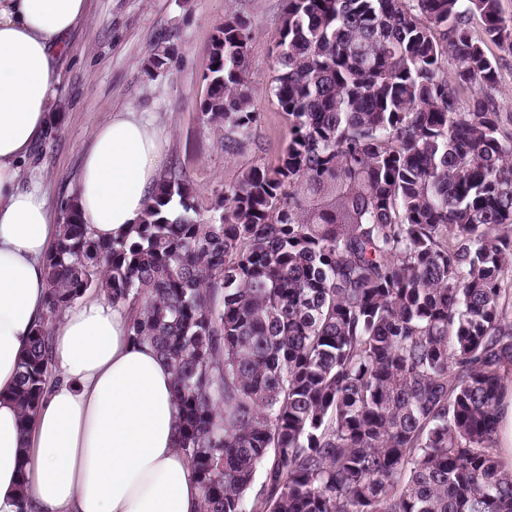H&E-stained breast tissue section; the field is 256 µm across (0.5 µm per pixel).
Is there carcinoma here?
<instances>
[{"label": "carcinoma", "instance_id": "obj_1", "mask_svg": "<svg viewBox=\"0 0 512 512\" xmlns=\"http://www.w3.org/2000/svg\"><path fill=\"white\" fill-rule=\"evenodd\" d=\"M251 19L224 18L203 116L251 144ZM502 0H286L273 94L288 145L195 217L175 167L120 241L66 199L15 401L47 324L88 293L174 374L202 512H512L495 448L512 379V132ZM493 55L500 64L501 82L496 97L500 104V112L512 114V52L492 47Z\"/></svg>", "mask_w": 512, "mask_h": 512}]
</instances>
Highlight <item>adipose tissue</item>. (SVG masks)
I'll list each match as a JSON object with an SVG mask.
<instances>
[{
	"label": "adipose tissue",
	"instance_id": "ef3b65f1",
	"mask_svg": "<svg viewBox=\"0 0 512 512\" xmlns=\"http://www.w3.org/2000/svg\"><path fill=\"white\" fill-rule=\"evenodd\" d=\"M88 0H0V512H200L202 491L177 450L173 373L128 316L89 296L50 324L53 374L22 422L12 391L46 314L43 259L56 233L39 183L20 174L56 106L58 68ZM154 122L114 112L80 148L74 187L94 236L138 223L163 169Z\"/></svg>",
	"mask_w": 512,
	"mask_h": 512
}]
</instances>
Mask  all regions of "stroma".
<instances>
[{"label": "stroma", "instance_id": "1", "mask_svg": "<svg viewBox=\"0 0 512 512\" xmlns=\"http://www.w3.org/2000/svg\"><path fill=\"white\" fill-rule=\"evenodd\" d=\"M285 0H89L87 22L71 37L57 88V117L22 174L38 181L63 206L78 175L79 145L88 143L112 112L129 109L153 117L165 133L166 165L188 173L200 219L226 186L253 166L277 165L288 142V119L272 92L276 41ZM248 15L250 88L259 114L253 142L241 154L224 153V127L206 122L210 48L224 17ZM171 48L164 72L153 73V51Z\"/></svg>", "mask_w": 512, "mask_h": 512}]
</instances>
